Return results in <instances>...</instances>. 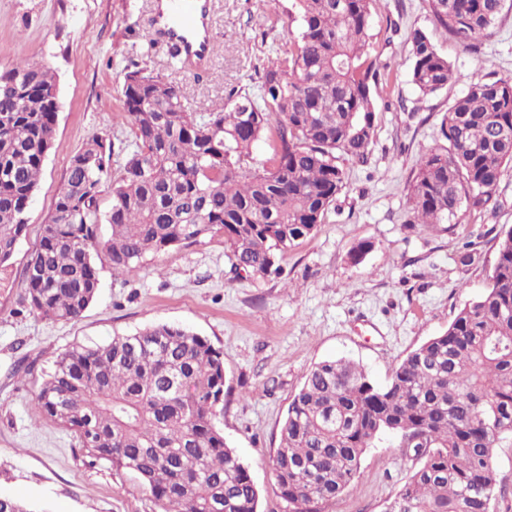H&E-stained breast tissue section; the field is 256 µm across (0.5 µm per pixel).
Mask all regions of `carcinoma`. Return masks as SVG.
I'll list each match as a JSON object with an SVG mask.
<instances>
[{"label": "carcinoma", "mask_w": 512, "mask_h": 512, "mask_svg": "<svg viewBox=\"0 0 512 512\" xmlns=\"http://www.w3.org/2000/svg\"><path fill=\"white\" fill-rule=\"evenodd\" d=\"M373 0H292L299 21L261 76V100L233 92L202 120L180 89L143 67L125 74L122 109L135 148L111 171L94 138L70 160L25 267L24 308L73 321L100 272L137 271L149 256L224 234L230 271L264 279L313 237L346 186L344 160L367 161L374 91L388 74L368 55ZM436 24L477 51L507 0H428ZM411 81L433 96L455 80L425 32L410 33ZM54 76L25 62L0 71V287L28 229L27 204L53 145ZM407 185L408 223L453 232L497 203L512 167V78L469 84L440 120ZM272 155L249 166L253 147ZM111 181L112 203L98 197ZM108 224V239L98 226ZM35 412L74 433L94 462L134 474L161 512H258L260 492L224 437V357L207 339L158 323L61 354ZM418 467L385 512H490L495 449L512 446V229L497 237L485 290L445 332L409 352L384 384L349 359L315 365L293 396L271 458L288 512H323L384 436Z\"/></svg>", "instance_id": "obj_1"}]
</instances>
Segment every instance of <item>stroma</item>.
<instances>
[{
  "instance_id": "1",
  "label": "stroma",
  "mask_w": 512,
  "mask_h": 512,
  "mask_svg": "<svg viewBox=\"0 0 512 512\" xmlns=\"http://www.w3.org/2000/svg\"><path fill=\"white\" fill-rule=\"evenodd\" d=\"M158 0H0V69L18 60L53 73L59 111L54 144L17 245L12 287L0 288V495L38 512H159L139 479L90 463L74 435L36 416L34 401L57 357L74 346L110 341L157 324L181 325L224 354V435L261 492L260 512H283L269 458L294 394L318 363L359 362L377 381L432 336L487 284L497 236L512 228V170L499 206L468 212L448 233L407 221V184L440 117L469 83L493 72L512 77V12L502 14L478 52L463 48L432 19L428 0H375L368 52L384 66L374 94L376 138L366 164L346 162L348 181L316 235L281 262L280 277L234 276L224 238L172 249L139 271L101 272L94 302L80 318L56 322L22 305V271L49 218L71 156L92 138L113 147V168L134 148L121 108L132 65L180 86L196 117L231 92L258 93L259 73L286 47L289 0H212L216 50L207 76L177 68L161 41L148 43ZM425 31L459 79L431 97L410 82L409 35ZM474 244L477 258L458 255ZM360 260H352L356 249ZM418 462L395 438L367 449L361 474L324 512H383Z\"/></svg>"
}]
</instances>
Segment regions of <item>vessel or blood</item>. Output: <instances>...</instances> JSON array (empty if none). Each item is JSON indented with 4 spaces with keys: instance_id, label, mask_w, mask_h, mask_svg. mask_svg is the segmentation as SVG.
I'll use <instances>...</instances> for the list:
<instances>
[{
    "instance_id": "b4317fda",
    "label": "vessel or blood",
    "mask_w": 512,
    "mask_h": 512,
    "mask_svg": "<svg viewBox=\"0 0 512 512\" xmlns=\"http://www.w3.org/2000/svg\"><path fill=\"white\" fill-rule=\"evenodd\" d=\"M174 12L169 20L164 21L161 30L165 37L188 58L198 62L208 61L215 50L210 37H196L199 25L209 24L211 0H171Z\"/></svg>"
}]
</instances>
